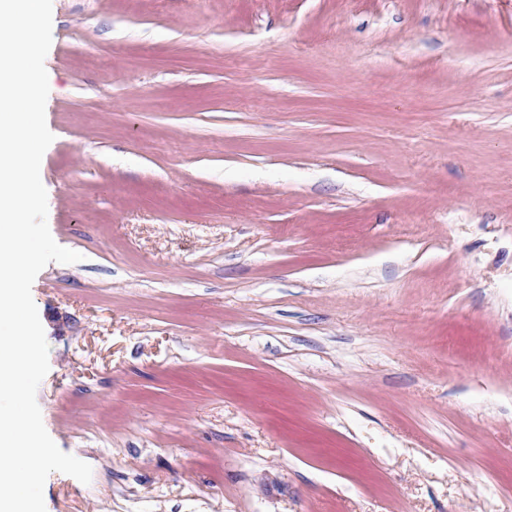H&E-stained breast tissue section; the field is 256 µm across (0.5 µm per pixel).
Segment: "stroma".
Segmentation results:
<instances>
[{"instance_id":"obj_1","label":"stroma","mask_w":512,"mask_h":512,"mask_svg":"<svg viewBox=\"0 0 512 512\" xmlns=\"http://www.w3.org/2000/svg\"><path fill=\"white\" fill-rule=\"evenodd\" d=\"M46 512H512V0H52Z\"/></svg>"}]
</instances>
